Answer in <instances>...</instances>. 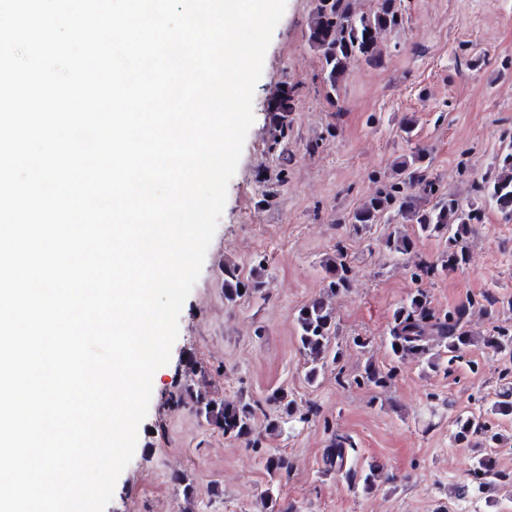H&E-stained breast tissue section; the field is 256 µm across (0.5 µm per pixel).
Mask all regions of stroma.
Returning a JSON list of instances; mask_svg holds the SVG:
<instances>
[{
  "label": "stroma",
  "mask_w": 512,
  "mask_h": 512,
  "mask_svg": "<svg viewBox=\"0 0 512 512\" xmlns=\"http://www.w3.org/2000/svg\"><path fill=\"white\" fill-rule=\"evenodd\" d=\"M398 2L403 24L387 33L381 62H355L334 94L308 42L317 0H286L222 217L105 512H264L269 488L293 512H512V418L489 410L512 390V357L482 342L498 330L512 335V221L478 192L512 146V0ZM282 88L292 110L278 146L271 104ZM419 147L434 186L421 206L450 196L481 210L461 268L441 270L448 244L439 237H417L411 254L393 258L385 236L412 233L411 224L349 222L361 203L390 191L395 163ZM339 250L350 286L332 294L323 263ZM228 264L261 289L228 302ZM432 264L438 273L419 276ZM419 289L437 314L466 309L473 341L453 372L425 355L391 356L393 312ZM320 294L336 312L338 357L311 382L295 316ZM370 362L390 373L386 387L363 382ZM277 390L292 399V415L272 433L256 414L252 448L194 406L199 394L262 403ZM470 412L500 433L498 445L454 440V419ZM339 437L356 449L349 468L379 465L372 491L325 465ZM273 451L288 454V474L266 470ZM488 452L508 478L481 491L471 473Z\"/></svg>",
  "instance_id": "obj_1"
}]
</instances>
